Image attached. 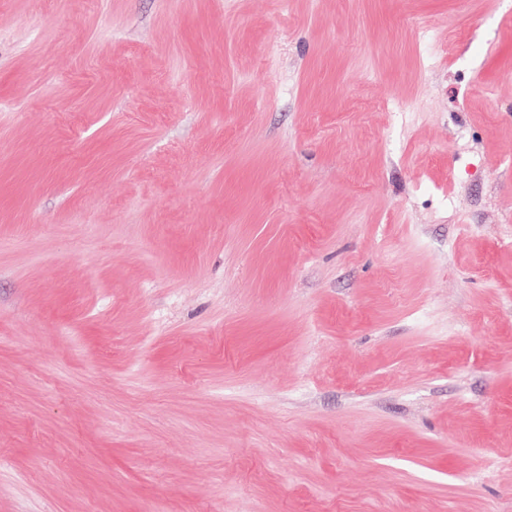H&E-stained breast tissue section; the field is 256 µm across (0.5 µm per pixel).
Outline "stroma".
Masks as SVG:
<instances>
[{"instance_id": "stroma-1", "label": "stroma", "mask_w": 512, "mask_h": 512, "mask_svg": "<svg viewBox=\"0 0 512 512\" xmlns=\"http://www.w3.org/2000/svg\"><path fill=\"white\" fill-rule=\"evenodd\" d=\"M0 512H512V0H0Z\"/></svg>"}]
</instances>
